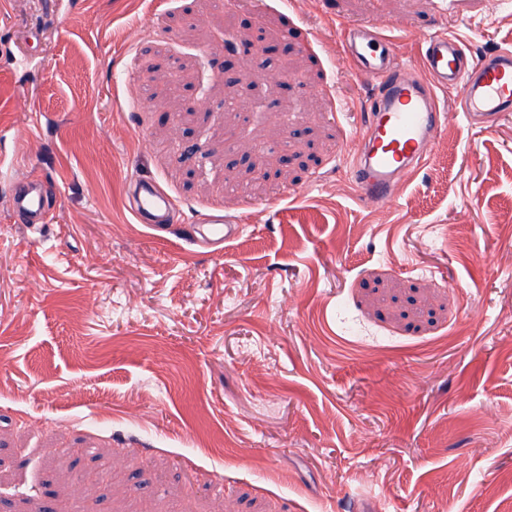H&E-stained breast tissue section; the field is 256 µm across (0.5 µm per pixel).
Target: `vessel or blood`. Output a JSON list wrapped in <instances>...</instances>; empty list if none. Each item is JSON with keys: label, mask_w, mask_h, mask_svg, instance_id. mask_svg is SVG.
<instances>
[{"label": "vessel or blood", "mask_w": 512, "mask_h": 512, "mask_svg": "<svg viewBox=\"0 0 512 512\" xmlns=\"http://www.w3.org/2000/svg\"><path fill=\"white\" fill-rule=\"evenodd\" d=\"M386 25L377 19L343 28V52L356 73L375 82L362 130V147L351 168L362 200L372 206L388 201L396 185L420 167L448 124L450 113L469 117L512 112V48H500L471 65H464V42L437 32L424 40L417 63L398 61ZM456 91L449 106L441 105L437 91ZM137 221L153 230L166 231L176 208L174 197L157 181L133 182ZM57 189L49 181L26 176L17 181L10 208L25 224L49 220V200ZM205 236L220 243L236 227L225 222L223 212L211 213Z\"/></svg>", "instance_id": "1"}]
</instances>
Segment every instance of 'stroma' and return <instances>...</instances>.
I'll return each instance as SVG.
<instances>
[{"label": "stroma", "instance_id": "1", "mask_svg": "<svg viewBox=\"0 0 512 512\" xmlns=\"http://www.w3.org/2000/svg\"><path fill=\"white\" fill-rule=\"evenodd\" d=\"M372 18L405 60L512 44V0H0V512L512 507V114L365 207L341 29ZM25 174L61 189L40 230ZM56 195L54 184L29 175L16 182L10 208L23 224H48L49 200ZM135 203L132 212L141 224L165 232L170 215L176 208L174 197L156 180L137 178L133 181ZM205 224L207 227L203 236L211 242L222 243L224 239L225 241L230 239L236 232L235 225L229 220H224V210L208 215Z\"/></svg>", "mask_w": 512, "mask_h": 512}]
</instances>
